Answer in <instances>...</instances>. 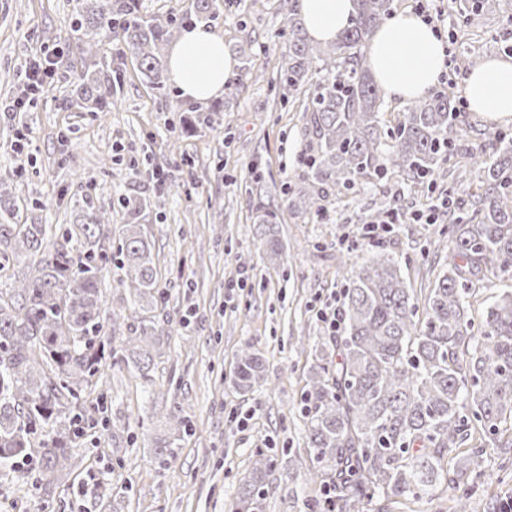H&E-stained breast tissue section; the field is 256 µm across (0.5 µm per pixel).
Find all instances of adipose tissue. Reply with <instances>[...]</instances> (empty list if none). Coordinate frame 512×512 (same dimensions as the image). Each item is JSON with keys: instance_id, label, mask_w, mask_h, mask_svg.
I'll list each match as a JSON object with an SVG mask.
<instances>
[{"instance_id": "obj_1", "label": "adipose tissue", "mask_w": 512, "mask_h": 512, "mask_svg": "<svg viewBox=\"0 0 512 512\" xmlns=\"http://www.w3.org/2000/svg\"><path fill=\"white\" fill-rule=\"evenodd\" d=\"M309 35L329 42L347 27L351 0H299ZM367 64L392 97L411 100L426 96L446 69V53L431 26L412 13L395 15L373 37ZM236 66L224 39L209 28L185 31L170 55V75L186 98L207 101L223 96ZM471 111L499 120L512 117V60L489 58L463 79Z\"/></svg>"}]
</instances>
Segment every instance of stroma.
<instances>
[{"label":"stroma","instance_id":"35a3bbf8","mask_svg":"<svg viewBox=\"0 0 512 512\" xmlns=\"http://www.w3.org/2000/svg\"><path fill=\"white\" fill-rule=\"evenodd\" d=\"M453 0L444 9L443 36L450 51L447 80L461 82L490 57L512 47V0L496 14L461 25ZM281 0H224L213 28L231 55L252 49L256 69L272 71L288 49L280 37ZM71 0H0V104L17 94L21 65L49 54V38L66 45L54 88L32 98L25 112L0 116V176L14 174L13 193L26 224H67L74 215L73 174L89 183L96 206L113 227L126 221L120 205L133 191L163 189L165 205L141 221L153 245L158 286L166 302L154 307L117 283L116 249L103 260L104 298L116 317L109 343L120 347L130 327L170 316L172 335L151 353L148 377L125 364L108 370L109 383L88 385L83 398L96 406L100 424L76 435L74 471L43 481H0V512H233L235 491L251 470L256 449H275L265 512H305L317 488L307 475V438L301 401L315 348L325 334L320 314L336 307L353 275L347 247L362 249L364 218L386 204L385 189L371 183L355 195L329 200L315 216L282 191L301 172L305 145L301 107L275 99L266 79L226 88L216 103L219 122L203 124L199 112H180V92L159 95L144 82L133 59L118 71L120 105L107 114L76 112L67 99L91 65L72 43ZM275 52L265 55V45ZM177 140L182 160L162 161L161 149ZM137 181H129L132 171ZM449 176L432 193L406 191L399 218L385 238L405 261L403 274L416 289L432 287L443 258L424 255L427 229L413 223L444 196ZM277 215L281 257L259 243L258 217ZM253 346L265 363L255 393L233 384L235 355ZM183 406L190 426L176 443L169 469L154 448L171 434L169 414ZM486 475L473 496L486 502L512 495V453L488 456ZM115 491L94 498L97 478Z\"/></svg>","mask_w":512,"mask_h":512}]
</instances>
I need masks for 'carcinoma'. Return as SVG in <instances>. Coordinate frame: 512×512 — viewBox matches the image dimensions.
I'll return each instance as SVG.
<instances>
[{
  "label": "carcinoma",
  "mask_w": 512,
  "mask_h": 512,
  "mask_svg": "<svg viewBox=\"0 0 512 512\" xmlns=\"http://www.w3.org/2000/svg\"><path fill=\"white\" fill-rule=\"evenodd\" d=\"M298 0L280 5L288 58L278 65L274 90L286 102L298 94L306 145L303 170L286 187L306 213L330 195L375 180L398 198L441 169L470 156L477 191L463 176L448 185V233L433 242L447 269L419 296L406 284L396 254L366 248V258L344 289L336 334L309 372L304 413L311 480L320 494L308 512H396L443 485L460 490L456 512H468L473 488L490 450L507 453L498 437L512 422V292L500 295L481 321L471 314V285L512 275V130L485 124L475 130L482 156L466 149L457 125L459 99L441 88L412 101L395 125L385 119L382 88L362 48L395 14L393 0H352L348 26L330 43L309 38ZM224 0H191L175 12L144 16L140 0H73L71 31L94 70L70 96V106L106 113L117 88L112 64L132 57L147 83L165 87L167 44L196 22L214 23ZM501 0H461L457 13L499 12ZM77 216L53 248L46 225L13 224L14 202L0 177V477H20L23 465L45 476L71 466L68 437L83 413L71 414L78 390L102 377L108 311L103 281L104 242L112 240L105 210L95 206L82 176L72 181ZM126 223L119 234V284L152 304L157 288L152 248L139 227L141 213L165 196L122 198ZM260 235L270 255L283 253L275 214L265 212ZM26 254L36 274L9 273ZM123 343L127 366L146 373L150 347L170 331L151 321ZM263 364L249 347L235 357L233 383L242 393L262 379ZM173 438L155 447L170 462L186 431L182 409L171 412ZM492 446L465 447L472 423ZM273 458L256 453L249 479L237 492L236 512H264Z\"/></svg>",
  "instance_id": "obj_1"
}]
</instances>
